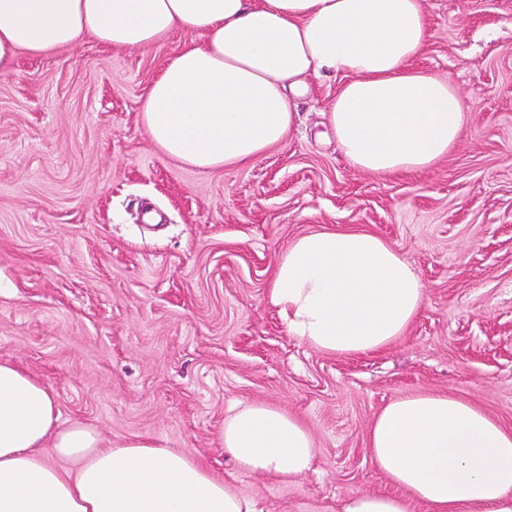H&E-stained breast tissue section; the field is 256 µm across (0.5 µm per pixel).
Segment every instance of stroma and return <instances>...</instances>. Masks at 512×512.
<instances>
[{
	"label": "stroma",
	"instance_id": "1",
	"mask_svg": "<svg viewBox=\"0 0 512 512\" xmlns=\"http://www.w3.org/2000/svg\"><path fill=\"white\" fill-rule=\"evenodd\" d=\"M417 66L467 95L461 139L431 170H355L325 136L338 86L314 79L293 133L256 162L203 171L150 140L141 104L191 37L122 49L84 37L0 73V359L110 443L202 460L260 512H345L386 489L368 436L388 402L448 392L512 428V0H426ZM363 228L423 282L408 333L335 356L290 336L270 274L297 236ZM303 419L317 452L283 482L237 469L221 432L237 401Z\"/></svg>",
	"mask_w": 512,
	"mask_h": 512
}]
</instances>
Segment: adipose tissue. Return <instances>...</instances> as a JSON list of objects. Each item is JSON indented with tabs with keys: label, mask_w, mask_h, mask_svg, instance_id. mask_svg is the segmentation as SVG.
Segmentation results:
<instances>
[{
	"label": "adipose tissue",
	"mask_w": 512,
	"mask_h": 512,
	"mask_svg": "<svg viewBox=\"0 0 512 512\" xmlns=\"http://www.w3.org/2000/svg\"><path fill=\"white\" fill-rule=\"evenodd\" d=\"M201 36L167 61L141 106L151 141L200 169L254 163L290 136L293 98L313 77L343 82L325 106L336 148L378 177L432 169L457 144L469 110L447 76L415 66L433 36L425 0H0V72L90 35L119 48ZM270 302L288 333L338 356L378 352L426 302L407 259L365 230L295 238L273 267ZM224 449L245 472L305 475L315 441L276 404L238 403ZM394 492L346 512H512V429L442 392L388 403L368 438ZM0 512H256L195 457L147 440L105 443L63 422L49 389L0 360Z\"/></svg>",
	"instance_id": "obj_1"
}]
</instances>
